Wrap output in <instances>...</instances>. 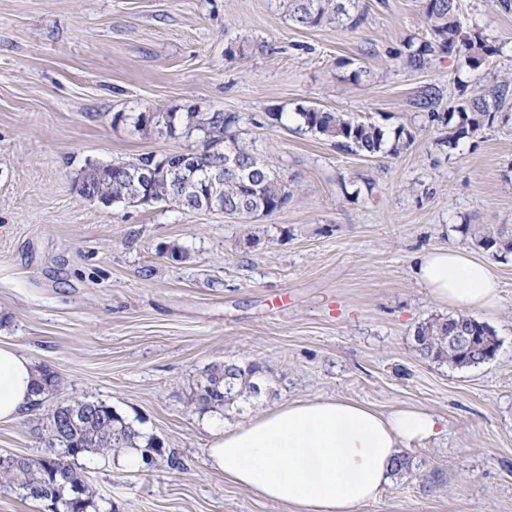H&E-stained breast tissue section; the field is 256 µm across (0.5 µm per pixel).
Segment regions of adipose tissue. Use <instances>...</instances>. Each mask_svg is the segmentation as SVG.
I'll return each instance as SVG.
<instances>
[{"instance_id":"ef3b65f1","label":"adipose tissue","mask_w":512,"mask_h":512,"mask_svg":"<svg viewBox=\"0 0 512 512\" xmlns=\"http://www.w3.org/2000/svg\"><path fill=\"white\" fill-rule=\"evenodd\" d=\"M415 274L434 300L458 311L498 304L488 264L464 249L425 252ZM38 374L32 358L0 345V421L36 402ZM437 426L419 408L381 414L346 399L295 400L216 431L209 461L225 479L291 512H355L389 483L401 449L430 440Z\"/></svg>"}]
</instances>
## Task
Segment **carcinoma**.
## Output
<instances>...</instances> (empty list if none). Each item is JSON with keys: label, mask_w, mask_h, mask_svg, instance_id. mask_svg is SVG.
Listing matches in <instances>:
<instances>
[{"label": "carcinoma", "mask_w": 512, "mask_h": 512, "mask_svg": "<svg viewBox=\"0 0 512 512\" xmlns=\"http://www.w3.org/2000/svg\"><path fill=\"white\" fill-rule=\"evenodd\" d=\"M423 15L430 28V39L414 45L408 41L402 61L411 71H423L434 64L438 52L452 55L469 68L478 66L480 57L490 51L482 35L464 26L460 19V0H420ZM355 0H288L289 19L302 28L317 27L322 24L340 23L355 28L360 17L351 14ZM512 96L509 85H497L484 93H477L469 99L457 103L448 112V134L444 143L454 148L464 138L475 135L482 127L497 119L509 121L512 113L504 112L508 96ZM441 100L439 90L429 87L416 101V106L428 111L429 119H442L433 107ZM297 115L301 120L300 129L314 136L324 137L334 143L336 149L364 157L379 154L398 156L414 141L415 135L404 126L391 131L371 121L351 118L342 112H325L314 107H300ZM239 118L224 112H204L201 114L202 134L195 148L198 164L207 167L215 154L209 148L221 150L229 145L234 147L241 158L249 160L254 153L241 144L232 127ZM122 170L115 168L100 182L86 169L83 176L88 179L90 189H98L103 194L118 197L123 193L120 182ZM162 201L195 209L194 200L183 197L174 189L159 187ZM289 192L284 180L266 182L264 171L255 169L249 180L229 177L224 181V203L236 205L250 198L257 202L264 200L271 204L268 213L276 212V201L288 200ZM476 241L485 244L492 256L499 258L512 253V237L502 231L484 228L474 233ZM472 337L473 351L469 345L454 339L457 328ZM414 339L420 352L436 361H447L457 366H475L484 362L485 350L496 352L497 344L493 331L476 318L460 314L457 316L433 317L421 323L414 332ZM41 378L37 393L53 394L58 391V375L46 367L40 368ZM264 369L254 361L226 362L224 367L216 365L208 368L205 380L194 397V403L202 410L232 406L240 400H248L261 394L257 379L263 377ZM81 417L79 426L64 431L59 417L67 414ZM41 429L47 432L48 453L32 459L27 466L14 463V456L0 455V486H14L24 497L37 502H45L49 497L59 499L61 512H88L97 508L96 491L88 484L84 472L75 466L74 460L84 455H107L121 448H156V456L166 459L171 470H180L183 464L171 451L163 448L161 441L153 434H145L136 429L133 423L123 418L112 406L103 401L71 399L55 406L42 423Z\"/></svg>", "instance_id": "carcinoma-1"}]
</instances>
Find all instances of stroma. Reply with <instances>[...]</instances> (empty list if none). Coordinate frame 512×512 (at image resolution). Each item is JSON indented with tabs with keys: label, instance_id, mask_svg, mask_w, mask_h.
Masks as SVG:
<instances>
[{
	"label": "stroma",
	"instance_id": "stroma-1",
	"mask_svg": "<svg viewBox=\"0 0 512 512\" xmlns=\"http://www.w3.org/2000/svg\"><path fill=\"white\" fill-rule=\"evenodd\" d=\"M355 12L353 29L301 28L283 0H0V344L62 381L0 422V453L41 455V418L99 399L184 464L130 472L106 455L78 458L112 512H290L212 470L208 422L338 397L382 413L421 407L442 424L402 449L405 470L356 512H512V254L492 257L472 234L512 232V122L451 149L447 126L415 106L430 86L444 112L512 81V12L461 0L465 26L494 53L474 70L443 56L422 72L396 58L427 35L419 0H356ZM185 105L239 116L241 139L289 181L283 209L228 218L80 196L87 165L198 143L133 132L114 113ZM303 106L415 139L396 158L347 154L300 130ZM448 246L500 283L498 308L477 315L498 350L477 366L426 358L414 341L419 323L452 313L413 271ZM242 360L263 365L265 394L227 410L192 405L208 367Z\"/></svg>",
	"mask_w": 512,
	"mask_h": 512
}]
</instances>
